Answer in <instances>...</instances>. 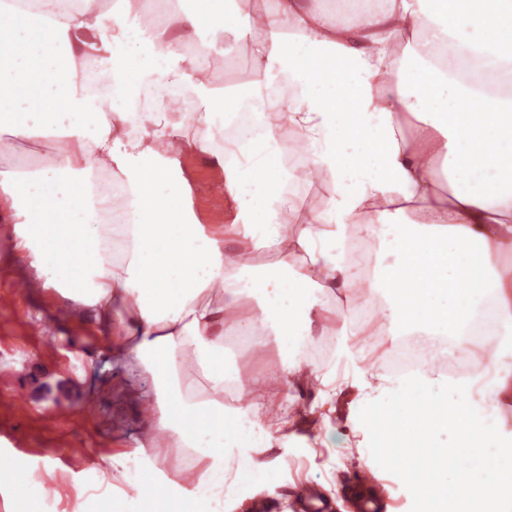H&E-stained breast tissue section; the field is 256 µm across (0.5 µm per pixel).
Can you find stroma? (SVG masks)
Listing matches in <instances>:
<instances>
[{"label": "stroma", "mask_w": 512, "mask_h": 512, "mask_svg": "<svg viewBox=\"0 0 512 512\" xmlns=\"http://www.w3.org/2000/svg\"><path fill=\"white\" fill-rule=\"evenodd\" d=\"M55 150L46 141L19 145L0 155V169L19 177L53 180L59 175ZM183 175L195 190L192 207L199 223L220 234L231 206L218 189L223 171L195 154L182 159ZM14 227L0 223V471L13 470L36 484L59 483L65 497L30 500L29 512H127L131 502L154 500L143 487L130 492L106 466L112 455L131 452L146 432L136 396L146 385L137 361L96 366L112 339L91 310L72 311L71 300L45 285L14 249ZM23 284L13 295L14 284ZM62 405L66 414L54 412ZM285 473L313 472L335 479L349 495L364 467L357 449H301L284 464Z\"/></svg>", "instance_id": "35a3bbf8"}]
</instances>
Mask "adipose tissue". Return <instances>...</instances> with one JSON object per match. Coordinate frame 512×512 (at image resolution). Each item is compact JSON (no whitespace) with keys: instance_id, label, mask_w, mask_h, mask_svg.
<instances>
[{"instance_id":"ef3b65f1","label":"adipose tissue","mask_w":512,"mask_h":512,"mask_svg":"<svg viewBox=\"0 0 512 512\" xmlns=\"http://www.w3.org/2000/svg\"><path fill=\"white\" fill-rule=\"evenodd\" d=\"M159 7L147 33L122 0H0V153L58 142L59 168L89 184L79 199L0 170L15 249L152 377V437L112 468L160 481L156 439H171L194 449L197 479L167 482L158 512H240L280 486L271 449L353 444L384 467L360 495L418 508L429 470L405 454L407 415L432 422L443 403L461 410L458 437L512 454V147L498 141L512 90L461 77L491 59L512 70L505 0H141ZM214 52L241 73L253 144L223 115ZM80 59L93 74L78 77ZM189 153L224 172L223 235L196 219ZM316 181L322 203L304 207ZM260 248L275 255L263 268ZM74 250L89 262L65 265ZM271 346V378L232 380L236 353ZM183 354L203 386L173 376Z\"/></svg>"}]
</instances>
